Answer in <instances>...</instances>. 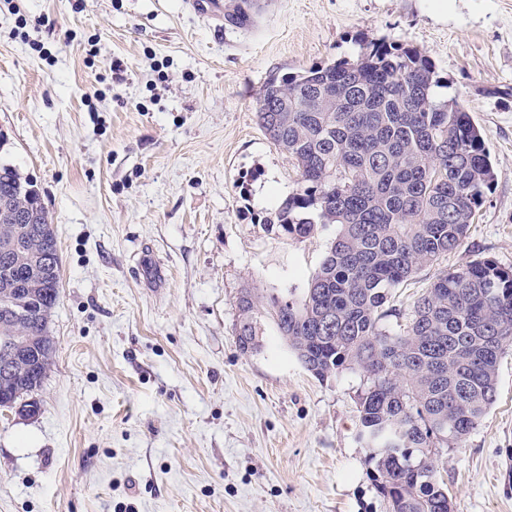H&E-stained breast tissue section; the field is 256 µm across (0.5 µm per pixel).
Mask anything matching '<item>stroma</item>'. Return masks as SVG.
I'll return each instance as SVG.
<instances>
[{
  "mask_svg": "<svg viewBox=\"0 0 512 512\" xmlns=\"http://www.w3.org/2000/svg\"><path fill=\"white\" fill-rule=\"evenodd\" d=\"M193 0H0V162L33 181L61 259L40 410L0 409V512H387L358 439L363 374L308 372L241 288L300 297L337 233L265 230L300 187L265 135L271 75L417 47L496 173L439 271L512 269V0H259L245 27ZM120 60L122 79L112 76ZM453 512H512V346L494 404L442 452Z\"/></svg>",
  "mask_w": 512,
  "mask_h": 512,
  "instance_id": "1",
  "label": "stroma"
}]
</instances>
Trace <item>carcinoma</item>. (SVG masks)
<instances>
[{
    "label": "carcinoma",
    "instance_id": "obj_1",
    "mask_svg": "<svg viewBox=\"0 0 512 512\" xmlns=\"http://www.w3.org/2000/svg\"><path fill=\"white\" fill-rule=\"evenodd\" d=\"M253 0H227L224 18L251 22ZM425 52L376 44L349 63L270 76L259 125L297 163L301 188L264 222L295 239L339 226L298 298L237 297L236 344L261 347L273 318L302 366L323 378L364 373L360 439L389 512H451L438 445L462 446L495 400L499 359L512 343V269L474 259L439 274L413 306L406 330L388 294L458 249L495 173L479 127L453 100L434 95ZM49 212L33 182L0 164V350L8 399L30 406L53 364L49 315L60 296V258Z\"/></svg>",
    "mask_w": 512,
    "mask_h": 512
}]
</instances>
